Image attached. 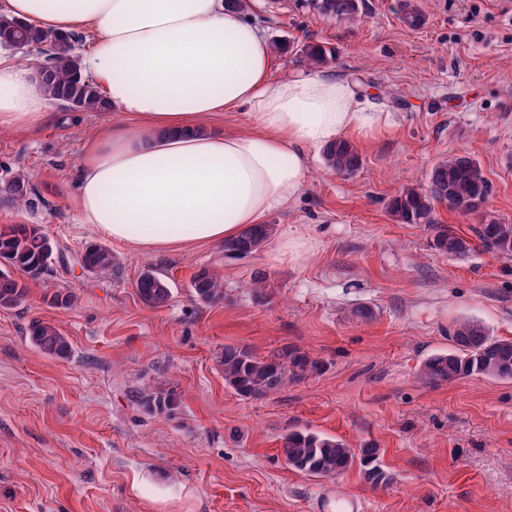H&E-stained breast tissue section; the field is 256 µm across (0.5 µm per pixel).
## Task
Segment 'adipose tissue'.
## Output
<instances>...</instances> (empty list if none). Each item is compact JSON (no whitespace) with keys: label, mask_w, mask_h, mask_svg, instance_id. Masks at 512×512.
Returning a JSON list of instances; mask_svg holds the SVG:
<instances>
[{"label":"adipose tissue","mask_w":512,"mask_h":512,"mask_svg":"<svg viewBox=\"0 0 512 512\" xmlns=\"http://www.w3.org/2000/svg\"><path fill=\"white\" fill-rule=\"evenodd\" d=\"M0 14L96 33L82 71L138 127L86 140L75 204L134 252L223 244L299 195L310 149L387 123L345 79L272 80L269 44L232 0H0ZM243 108L248 132L207 131L216 113ZM46 109L32 68L0 52V129L40 125Z\"/></svg>","instance_id":"adipose-tissue-1"}]
</instances>
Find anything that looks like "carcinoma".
I'll return each instance as SVG.
<instances>
[{
  "mask_svg": "<svg viewBox=\"0 0 512 512\" xmlns=\"http://www.w3.org/2000/svg\"><path fill=\"white\" fill-rule=\"evenodd\" d=\"M313 8L329 20L354 22L360 17L359 0H312ZM402 20L409 27L424 23L416 0H403ZM15 39L21 47H45L51 73L45 79L48 97L62 105H74L78 112H109L107 101L98 87L82 74L80 59L73 55L74 36L66 39L32 28L22 20L0 15V42ZM333 55L318 44L302 49V61L314 68L330 63ZM325 165L340 176H353L363 166L358 148L341 140L323 150ZM491 192L488 179L479 163L467 154L454 155L431 169L427 187L408 185L389 206L398 224H424L436 229L433 247L450 257H463L471 251L468 240L451 227L436 220L438 207L460 213L481 210ZM14 203L28 202L33 188L24 175L15 173L11 181L0 184V195ZM271 224H253L235 238L224 241V255L248 256L256 252L270 237ZM480 242L497 254L512 257V224L495 219L484 220L476 228ZM55 244L33 224H9L0 227V309L16 306L27 291L26 281L40 278L49 268ZM83 262L98 268L97 276H119L120 263L112 252L99 244L89 245L82 254ZM19 272L22 281L13 276ZM140 300L150 307H162L171 297L169 283L152 268L144 269L135 284ZM192 296L204 304L224 300V279L207 269L197 272L190 281ZM453 348L435 354L423 363L421 377L433 384L450 383L468 376L512 380V340L495 339L478 323L464 321L450 334ZM32 346L44 355L65 359L71 351L69 337L53 322L38 320L29 328ZM220 364L224 381L241 397L258 399L271 395L286 385L306 379L322 370L324 363L307 353L285 347L266 357L256 356L247 347L224 348ZM150 411L170 413L178 407L172 391L158 392L143 398ZM281 451L288 466L303 474L332 478L342 475L354 465L364 479L374 486H387L392 477L382 464L380 448L367 443L358 450L340 440L321 437L307 431H294L283 438Z\"/></svg>",
  "mask_w": 512,
  "mask_h": 512,
  "instance_id": "obj_1",
  "label": "carcinoma"
}]
</instances>
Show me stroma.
Wrapping results in <instances>:
<instances>
[{
	"label": "stroma",
	"instance_id": "obj_1",
	"mask_svg": "<svg viewBox=\"0 0 512 512\" xmlns=\"http://www.w3.org/2000/svg\"><path fill=\"white\" fill-rule=\"evenodd\" d=\"M400 3L362 0L360 20L346 23L311 0H250L245 14L268 42L292 46L273 52V80L305 72L298 49L320 44L334 55L323 74L354 82L389 123L353 136L363 157L354 176L331 173L311 149L301 193L267 215L273 234L247 257L219 246L134 253L82 222L73 173L84 143L130 116L52 102L42 126L0 130V166L36 192L30 207L0 201V226L41 225L57 246L47 275L0 310V512H314L339 490L367 512H512V381L420 376L450 349L456 322L512 340V258L472 238L485 216L512 224V0H418L417 28L401 21ZM457 154L480 163L491 193L476 213L438 210L439 223L473 241L451 258L425 225L395 223L389 203ZM286 239L299 251L281 254ZM94 243L120 260L119 278L81 274ZM148 266L171 285L167 306L137 295ZM204 268L223 274L222 303L191 296ZM258 271L266 280L255 290ZM53 288L71 291L73 305H50ZM36 320L63 330L68 358L31 345ZM228 346L259 356L290 346L325 368L246 400L224 382ZM160 388L179 398L173 415L137 401ZM293 430L376 444L390 487L356 467L336 478L289 468L280 448Z\"/></svg>",
	"mask_w": 512,
	"mask_h": 512
}]
</instances>
